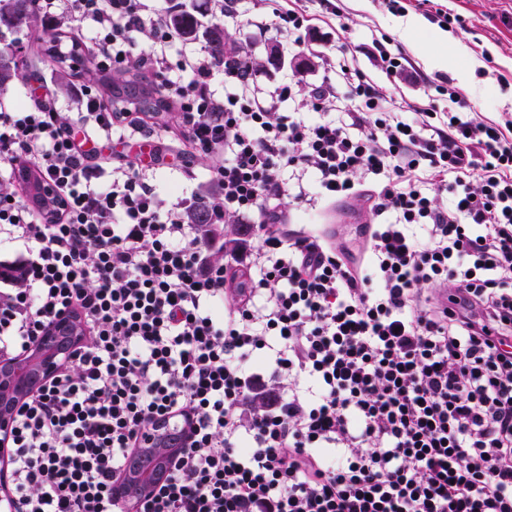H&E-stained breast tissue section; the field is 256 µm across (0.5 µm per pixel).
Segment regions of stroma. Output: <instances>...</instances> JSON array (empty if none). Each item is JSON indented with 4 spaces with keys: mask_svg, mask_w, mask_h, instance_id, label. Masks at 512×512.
I'll return each instance as SVG.
<instances>
[{
    "mask_svg": "<svg viewBox=\"0 0 512 512\" xmlns=\"http://www.w3.org/2000/svg\"><path fill=\"white\" fill-rule=\"evenodd\" d=\"M438 3L462 18L461 24L450 26L448 33L465 51L457 55L448 70L430 69L417 51L418 44L429 43L439 31V24L426 19L418 32H406L401 16L387 12L381 0H342L343 15L329 18V36L320 49L337 58L342 46H354L353 66L370 81L387 86L393 97L424 101L426 81L447 78L468 101L471 118L490 121L500 113H512V22L503 20L504 14H512V0H438ZM250 7L249 0H242L241 20L226 23L224 30L255 59L259 79L276 83L292 78L304 87L320 83L326 73L306 48L289 47L284 35L255 33L248 23ZM381 36L391 38L408 55L417 79L395 78L376 66L366 48ZM46 40L39 26L21 31L0 30V51L17 54L23 63L21 78L0 92V97L11 106H27L31 96L42 97L47 91H55L56 64L42 53ZM155 165L154 179L162 199L167 202L174 200L176 192L197 191L210 182L209 160L202 155L194 158L187 168L175 152L167 150ZM291 215L294 225H314L319 230L335 232L338 245L353 248L359 245L362 225L370 220L355 200L323 205L313 211L295 205Z\"/></svg>",
    "mask_w": 512,
    "mask_h": 512,
    "instance_id": "35a3bbf8",
    "label": "stroma"
}]
</instances>
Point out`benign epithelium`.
I'll return each mask as SVG.
<instances>
[{
    "mask_svg": "<svg viewBox=\"0 0 512 512\" xmlns=\"http://www.w3.org/2000/svg\"><path fill=\"white\" fill-rule=\"evenodd\" d=\"M85 342L79 318L63 314L31 345L33 352L28 358L0 355L1 487L7 486L9 478L8 444L18 409L31 394L48 383L71 360L74 350ZM182 446L183 438L175 434L170 421L154 422L143 448L132 455L125 477L117 484L116 495L127 503L144 500L153 487L167 477Z\"/></svg>",
    "mask_w": 512,
    "mask_h": 512,
    "instance_id": "1",
    "label": "benign epithelium"
}]
</instances>
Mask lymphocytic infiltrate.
<instances>
[{"label":"lymphocytic infiltrate","mask_w":512,"mask_h":512,"mask_svg":"<svg viewBox=\"0 0 512 512\" xmlns=\"http://www.w3.org/2000/svg\"><path fill=\"white\" fill-rule=\"evenodd\" d=\"M38 3L48 25L72 21L73 65L152 71L174 122L106 105L91 79L74 119L48 100L0 103V172L33 167L58 192L39 215L0 192V242L18 249L0 261V351L67 312L90 336L16 415L12 512H512V114L474 121L447 79L395 101L345 67L310 105L343 92L354 108L313 120L283 111L293 82L263 85L239 53L214 63L149 0ZM253 8L254 27L298 46L317 13H342ZM82 134L210 156L211 223L253 225V239L217 257L187 198L163 204L152 168L105 170ZM288 197L358 198L374 221L353 252L290 228ZM168 417L183 450L129 507L113 489Z\"/></svg>","instance_id":"1"}]
</instances>
